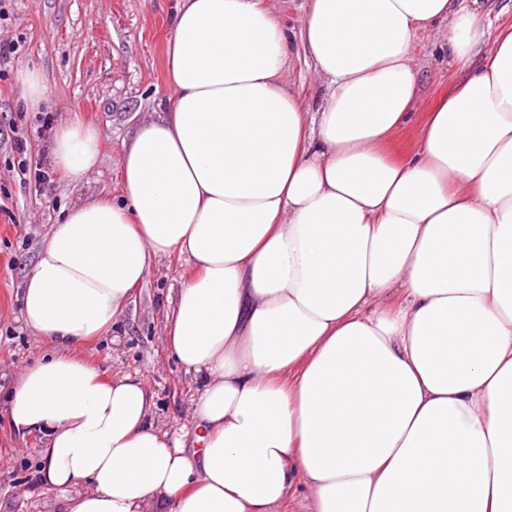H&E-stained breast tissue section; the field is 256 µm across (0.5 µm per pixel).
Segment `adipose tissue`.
<instances>
[{
  "label": "adipose tissue",
  "mask_w": 512,
  "mask_h": 512,
  "mask_svg": "<svg viewBox=\"0 0 512 512\" xmlns=\"http://www.w3.org/2000/svg\"><path fill=\"white\" fill-rule=\"evenodd\" d=\"M172 27L122 202L66 210L24 282L54 350L5 410L43 436V483L68 512H280L299 485L302 512H512V25L459 0H307L296 29L268 0H179ZM425 36L458 78L398 159ZM298 44L320 105L286 77ZM51 161L87 179L96 127L60 124ZM173 255L191 451L138 375L73 352Z\"/></svg>",
  "instance_id": "adipose-tissue-1"
}]
</instances>
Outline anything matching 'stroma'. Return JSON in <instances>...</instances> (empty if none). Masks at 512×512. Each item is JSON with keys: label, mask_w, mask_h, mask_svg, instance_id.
Listing matches in <instances>:
<instances>
[{"label": "stroma", "mask_w": 512, "mask_h": 512, "mask_svg": "<svg viewBox=\"0 0 512 512\" xmlns=\"http://www.w3.org/2000/svg\"><path fill=\"white\" fill-rule=\"evenodd\" d=\"M177 0H5L0 40L19 43L0 72V397L13 379L47 351L22 318V283L52 224L72 204L100 194L119 198V161L137 124L158 119L169 95L164 49ZM426 96L413 120L398 130L391 148L410 157L419 127L434 100L458 77L428 41L415 48ZM38 66L46 96L41 111H23L17 75ZM97 127L102 143L98 172L74 184L50 166L55 128L72 116ZM25 141L33 163L47 179L23 176L15 140ZM177 258L155 262L136 288L116 326L82 344L78 353L106 375L138 373L156 398V421L166 429L192 427L197 382L171 357L164 334L169 295L181 283ZM42 439L17 434L0 412V512H65L60 494L39 485Z\"/></svg>", "instance_id": "obj_1"}]
</instances>
